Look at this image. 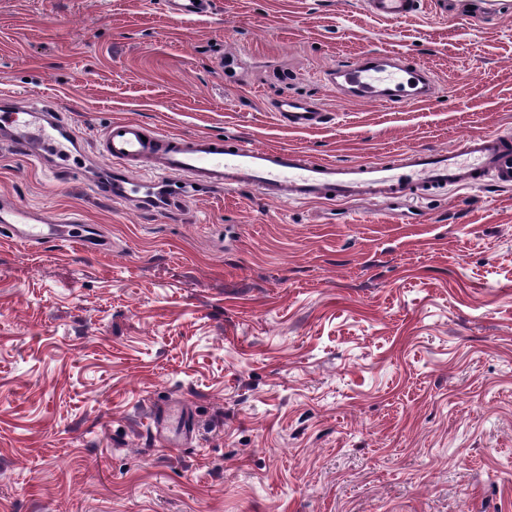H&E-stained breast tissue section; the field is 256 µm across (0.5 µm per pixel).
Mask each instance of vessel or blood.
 Returning <instances> with one entry per match:
<instances>
[{
	"mask_svg": "<svg viewBox=\"0 0 512 512\" xmlns=\"http://www.w3.org/2000/svg\"><path fill=\"white\" fill-rule=\"evenodd\" d=\"M165 3L171 16L184 20L206 16L214 6V0ZM421 5L422 0H364L369 14L386 21L409 17ZM323 81L353 99L397 106L418 105L434 95L424 66L399 54L367 53L329 70ZM21 108L24 120H0V142L42 163L61 142L72 141L71 124L46 102ZM272 108L278 121L294 130H312L325 120L309 98L281 95ZM98 153L114 166L108 195L133 199L145 211L158 208L160 190L182 176L213 191L252 189L288 202H417L439 187H512V137L498 132L468 136L448 149L406 150L388 162L337 163L314 161L295 149L259 147L241 137L150 133L139 122L121 120L106 128ZM141 169L151 170L153 179L137 178ZM81 221L73 212L48 215L11 199L0 201V224L24 225L30 242L64 237L67 225Z\"/></svg>",
	"mask_w": 512,
	"mask_h": 512,
	"instance_id": "b4317fda",
	"label": "vessel or blood"
}]
</instances>
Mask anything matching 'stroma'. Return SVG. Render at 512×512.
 Instances as JSON below:
<instances>
[{
	"label": "stroma",
	"mask_w": 512,
	"mask_h": 512,
	"mask_svg": "<svg viewBox=\"0 0 512 512\" xmlns=\"http://www.w3.org/2000/svg\"><path fill=\"white\" fill-rule=\"evenodd\" d=\"M0 0V94L43 97L81 152L0 147V195L99 225L105 249L0 227V512H512V189L418 204L251 190L143 214L97 194L113 121L335 162L512 133V0ZM369 52L431 101L322 81ZM319 128L281 125L283 94ZM167 10L176 19H193L206 16L213 10V0H165ZM421 0H365L366 11L374 17L386 21H396L419 11ZM279 122L294 130H312L325 121L324 110L314 99L291 95L278 96L272 105Z\"/></svg>",
	"instance_id": "35a3bbf8"
}]
</instances>
